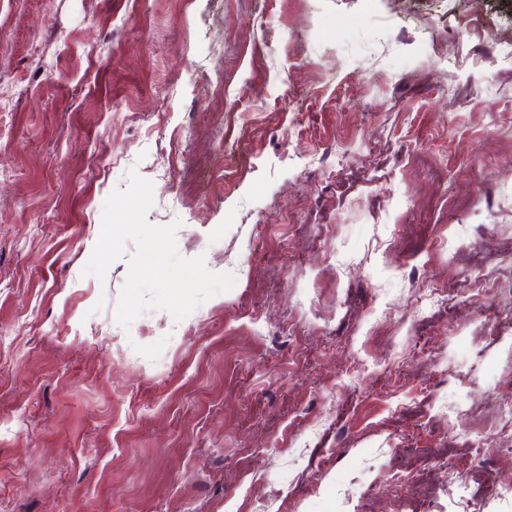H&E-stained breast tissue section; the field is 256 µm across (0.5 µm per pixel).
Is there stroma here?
Instances as JSON below:
<instances>
[{
  "instance_id": "1",
  "label": "stroma",
  "mask_w": 512,
  "mask_h": 512,
  "mask_svg": "<svg viewBox=\"0 0 512 512\" xmlns=\"http://www.w3.org/2000/svg\"><path fill=\"white\" fill-rule=\"evenodd\" d=\"M499 37L512 0H0V512H512L410 454L512 471ZM132 170L235 284L126 329L133 245L82 270Z\"/></svg>"
}]
</instances>
